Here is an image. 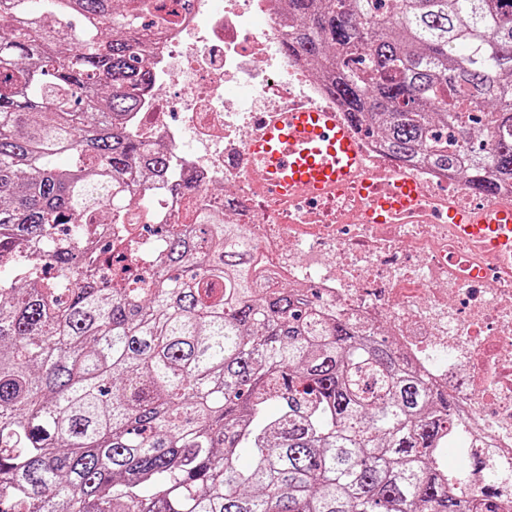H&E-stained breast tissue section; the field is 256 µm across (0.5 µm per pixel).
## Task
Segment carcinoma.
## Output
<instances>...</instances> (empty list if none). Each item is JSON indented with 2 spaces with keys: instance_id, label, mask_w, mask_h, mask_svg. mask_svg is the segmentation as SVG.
I'll list each match as a JSON object with an SVG mask.
<instances>
[{
  "instance_id": "carcinoma-1",
  "label": "carcinoma",
  "mask_w": 512,
  "mask_h": 512,
  "mask_svg": "<svg viewBox=\"0 0 512 512\" xmlns=\"http://www.w3.org/2000/svg\"><path fill=\"white\" fill-rule=\"evenodd\" d=\"M114 2L0 0V512H491L446 486L448 396L316 289L263 292L242 226L158 227L109 279L100 243L174 171L122 124L171 13ZM288 2L286 49L395 164L512 184V0ZM132 226L128 224H114L112 225V247L133 254L131 251L125 248L124 244L117 246L120 240L123 243L130 238L136 241L133 260H125L121 264H125L130 269H138L140 273L148 272L153 265V257L157 251L160 250L163 244V239L153 238L147 235H139V232H133ZM125 230L129 233L126 235Z\"/></svg>"
}]
</instances>
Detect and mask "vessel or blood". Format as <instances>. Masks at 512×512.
<instances>
[{
    "label": "vessel or blood",
    "mask_w": 512,
    "mask_h": 512,
    "mask_svg": "<svg viewBox=\"0 0 512 512\" xmlns=\"http://www.w3.org/2000/svg\"><path fill=\"white\" fill-rule=\"evenodd\" d=\"M252 159L262 161L268 189L280 195L305 192L321 199L336 186L356 184L369 214L387 223L410 209L421 186L400 175L391 191H382L364 172L359 146L336 113L297 107L280 113L249 145ZM448 221L496 251L512 252V204L498 203L480 214L449 211Z\"/></svg>",
    "instance_id": "1"
}]
</instances>
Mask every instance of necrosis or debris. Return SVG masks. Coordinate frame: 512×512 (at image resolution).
<instances>
[{
    "label": "necrosis or debris",
    "instance_id": "obj_1",
    "mask_svg": "<svg viewBox=\"0 0 512 512\" xmlns=\"http://www.w3.org/2000/svg\"><path fill=\"white\" fill-rule=\"evenodd\" d=\"M167 5L174 20L149 67L160 87L176 90L142 96L125 124L173 156L178 180L195 193L154 183L148 205L131 207L130 222L183 224L191 203L223 214L246 228L261 287H312L327 310L390 328L403 365L448 395L472 497L512 512V261L495 263L448 222L449 211L485 199L427 166L409 171L423 187L415 213L388 224L364 222L367 204L349 189L320 202L265 194L248 138L296 102L341 109L308 62L282 44L287 0ZM232 83L248 87V100L227 97Z\"/></svg>",
    "mask_w": 512,
    "mask_h": 512
}]
</instances>
